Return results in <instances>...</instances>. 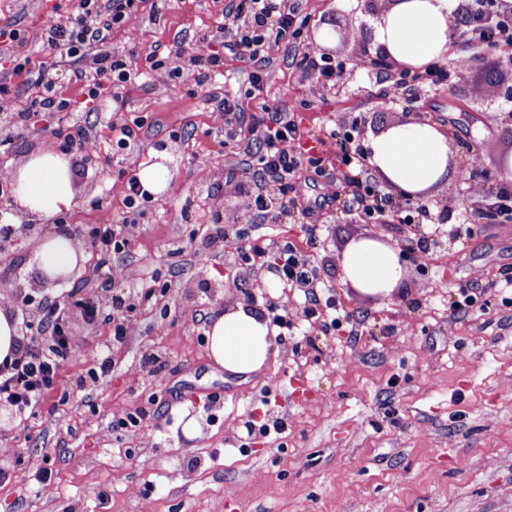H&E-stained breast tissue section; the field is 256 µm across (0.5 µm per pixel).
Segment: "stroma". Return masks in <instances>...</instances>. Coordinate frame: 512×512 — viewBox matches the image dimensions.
<instances>
[{
  "instance_id": "35a3bbf8",
  "label": "stroma",
  "mask_w": 512,
  "mask_h": 512,
  "mask_svg": "<svg viewBox=\"0 0 512 512\" xmlns=\"http://www.w3.org/2000/svg\"><path fill=\"white\" fill-rule=\"evenodd\" d=\"M55 0H0V24L25 30L34 62L40 21ZM227 0H168L159 12L141 11L132 29H117L109 47L126 55L137 79L118 101L79 113L76 125L95 141L99 158L85 168L63 143L72 125L33 117L16 130L13 114L33 88L13 80L12 109L0 112V164L16 167L39 145L64 150L76 207L64 218L89 235L101 208L125 211L129 174L158 164L168 171L158 206L147 208L113 264L144 267L154 292L138 304V331L121 345L112 323H85L72 315L69 329L92 345L112 347V371L103 383L73 388L75 367L65 369L38 415L21 418L0 406V433L15 438L20 456L0 482V512H512V222L475 220L480 201L461 183L462 167L502 179L512 156V61L487 50L469 78L454 75L457 59L471 55L457 34L437 85L399 67L389 75L354 73L338 90L323 87L299 65L302 52L353 65L374 51V22L386 0H299L306 25L298 45L279 43L264 69V90L247 109L312 115V127H355L360 144L414 112L448 138L451 168L425 195L443 217L426 267L404 258L405 281L388 296L366 295L343 278L338 260L363 237L395 241L418 226L376 224L344 202L322 207L335 194L333 167L306 171L294 182L309 216L296 221H244L247 199L217 187L206 172L258 181L260 143L226 133L207 90L193 78L176 85L143 78L145 47L156 44L189 57L205 48L222 23ZM404 93L392 108L380 94L390 81ZM144 127L137 146L113 154L112 127L133 119ZM291 243L315 267L335 302L353 316L348 327L325 329L331 312L304 314L305 299L285 288L271 266L257 267L244 287L235 279L241 258L233 249L203 250V225ZM316 233H309V226ZM34 232L0 254V287L21 288L25 320L38 322L46 304L74 288H94L98 253L85 251L76 275L56 284L41 276ZM180 249L168 258L169 249ZM476 297L469 310L451 304L459 289ZM255 297L266 322L290 320L273 336L263 367L234 374L214 363L207 333L213 317ZM352 325V326H353ZM153 353L165 372L140 371ZM145 408L136 435L117 426L122 411ZM283 422L281 432L262 425ZM44 467L54 472L39 492L30 486Z\"/></svg>"
}]
</instances>
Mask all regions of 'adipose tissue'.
<instances>
[{
	"label": "adipose tissue",
	"mask_w": 512,
	"mask_h": 512,
	"mask_svg": "<svg viewBox=\"0 0 512 512\" xmlns=\"http://www.w3.org/2000/svg\"><path fill=\"white\" fill-rule=\"evenodd\" d=\"M454 0H396L375 28L382 54L409 70H422L444 57L454 38L449 18ZM368 162L392 189L412 197L425 193L448 171V139L435 125L404 122L389 127L368 145ZM10 177L18 211L29 220L52 223L70 209L74 192L68 160L43 148L32 152ZM42 273L70 272L77 262L73 241L52 233L37 245ZM345 278L367 294L399 288L404 267L399 250L374 238L352 244L339 259ZM214 361L234 373H250L266 362L272 341L257 309L243 304L214 318L210 327Z\"/></svg>",
	"instance_id": "ef3b65f1"
}]
</instances>
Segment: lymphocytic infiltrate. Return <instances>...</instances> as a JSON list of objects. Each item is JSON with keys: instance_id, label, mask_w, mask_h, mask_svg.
Instances as JSON below:
<instances>
[{"instance_id": "obj_1", "label": "lymphocytic infiltrate", "mask_w": 512, "mask_h": 512, "mask_svg": "<svg viewBox=\"0 0 512 512\" xmlns=\"http://www.w3.org/2000/svg\"><path fill=\"white\" fill-rule=\"evenodd\" d=\"M473 2L466 17L451 16V26L465 27L473 48L493 44L512 55V29L496 22L495 0ZM145 3L146 0H66L64 11H52L43 22L40 31L43 49L63 51L70 59L73 64L70 80L80 84L83 101L89 104L91 111L100 110L105 98H121L130 81L126 59L108 50L107 44L114 29L134 25ZM221 30L229 35L223 53L199 54L177 65L155 48L146 52L145 59L151 74L162 82L177 84L190 75L200 88L212 86L215 78L223 74L225 55L256 63L257 68L251 74L250 86L244 96L225 97L218 103L230 131L248 132L262 140L265 146L258 159L260 181L245 190L249 197V212L293 217L296 202L288 195L291 182L304 165L320 163L319 158L307 153L305 145L310 141H325L343 176L341 192L350 207L383 224L398 215L407 224L432 223L428 205H417L414 214L402 215L401 206L393 195L373 183L366 157L354 145L353 130H333L324 137L304 126L293 113L276 108L269 109L258 119H248L244 100L259 95L263 89L262 62L268 58L273 44L291 41L300 33L296 0H232L231 7L224 12ZM27 43L24 30L12 25L0 26V57L9 63L5 78L0 80V111L11 105L9 79H30L37 88L28 110L16 114L21 125L26 123L32 111L69 112L73 109L72 100L65 98L60 90L55 64L33 63L26 49ZM149 199L138 176L130 175L125 196L128 216L117 221L110 212H103L93 230L100 256L97 279L106 287L122 283L124 289L113 294L108 303L91 295L79 299L78 304L91 324L102 317L104 309H111L112 341L116 344L124 343L136 332L138 322L132 311L136 301L149 299L150 294L143 289L144 270L130 265H113L112 256L124 247L130 228ZM208 238L213 245L233 247L249 258L273 255L280 279L289 288L303 291L309 304L307 316L316 315L321 304L318 290L322 280L305 256L292 245L233 237L219 224L210 225ZM67 317V303L48 304L41 320V335L22 339L12 360L0 363V406L11 407L21 416L35 413L56 386L65 366L85 358L87 342L70 333Z\"/></svg>"}]
</instances>
